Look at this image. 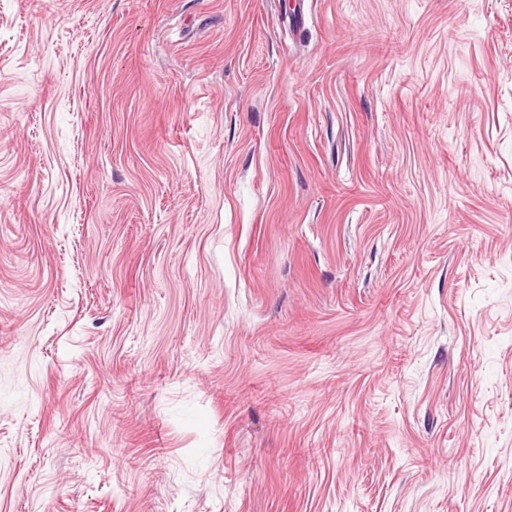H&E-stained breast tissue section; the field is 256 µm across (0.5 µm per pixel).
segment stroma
I'll return each instance as SVG.
<instances>
[{"mask_svg": "<svg viewBox=\"0 0 512 512\" xmlns=\"http://www.w3.org/2000/svg\"><path fill=\"white\" fill-rule=\"evenodd\" d=\"M0 512H512V0H0Z\"/></svg>", "mask_w": 512, "mask_h": 512, "instance_id": "stroma-1", "label": "stroma"}]
</instances>
